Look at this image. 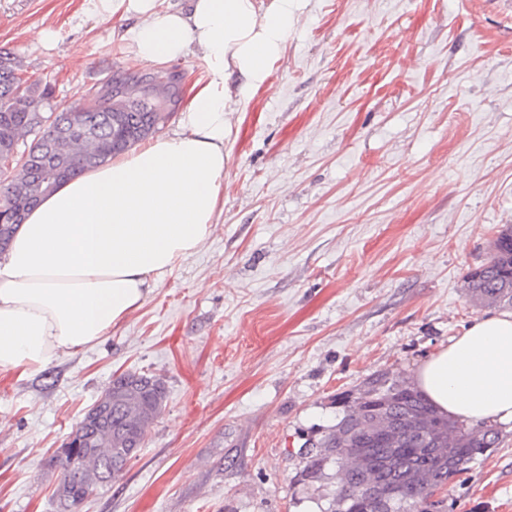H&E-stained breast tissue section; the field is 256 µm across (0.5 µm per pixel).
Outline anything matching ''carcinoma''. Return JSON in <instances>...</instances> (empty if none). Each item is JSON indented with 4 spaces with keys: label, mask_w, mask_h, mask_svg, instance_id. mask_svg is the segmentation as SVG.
I'll list each match as a JSON object with an SVG mask.
<instances>
[{
    "label": "carcinoma",
    "mask_w": 512,
    "mask_h": 512,
    "mask_svg": "<svg viewBox=\"0 0 512 512\" xmlns=\"http://www.w3.org/2000/svg\"><path fill=\"white\" fill-rule=\"evenodd\" d=\"M0 173L15 169L18 143L36 127L37 111L48 90L25 85L21 62L0 53ZM137 79L127 87L96 92L98 101L57 118L71 124L96 120L91 137L62 136L49 125L28 146L41 154L49 148L64 163V180L99 167L114 155L156 131L169 113L173 75ZM40 170L21 169L0 187V217L27 215L46 194L39 191ZM468 298L482 306L512 308V226L499 230L487 261L465 278ZM166 398L162 378L126 372L112 380V401L102 405L90 425H81L88 441L75 449L92 454L98 473L90 480L79 469H63L61 483L90 499L117 479L137 457L150 426L162 413ZM371 442V453L356 462L351 449L359 439ZM500 444L494 424L471 425L439 412L404 379L376 372L365 378L358 396L347 402L341 419L315 440L305 441V464L296 481L308 488L323 483L336 468V488L325 494L320 512H446L447 487L467 466Z\"/></svg>",
    "instance_id": "cac0c4a2"
}]
</instances>
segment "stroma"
<instances>
[{
  "label": "stroma",
  "mask_w": 512,
  "mask_h": 512,
  "mask_svg": "<svg viewBox=\"0 0 512 512\" xmlns=\"http://www.w3.org/2000/svg\"><path fill=\"white\" fill-rule=\"evenodd\" d=\"M82 0H0V52L56 105L128 73L202 77L192 53L133 63L130 22ZM109 43H101L104 31ZM51 40H44V33ZM209 237L92 348L0 371V512H58L49 465L125 371L161 415L84 512H315L299 450L378 371L418 364L486 314L464 278L512 226V7L307 0L273 73L227 115ZM448 512H512V424L448 485Z\"/></svg>",
  "instance_id": "stroma-1"
}]
</instances>
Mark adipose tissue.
I'll return each mask as SVG.
<instances>
[{"label":"adipose tissue","mask_w":512,"mask_h":512,"mask_svg":"<svg viewBox=\"0 0 512 512\" xmlns=\"http://www.w3.org/2000/svg\"><path fill=\"white\" fill-rule=\"evenodd\" d=\"M306 0H87L91 16L137 15L133 60L190 52L206 64L173 136L141 144L63 183L0 258V371L36 373L86 350L140 309L155 284L212 231L224 183L225 116L263 87ZM416 386L441 413L512 423V311L492 313L423 361Z\"/></svg>","instance_id":"obj_1"}]
</instances>
